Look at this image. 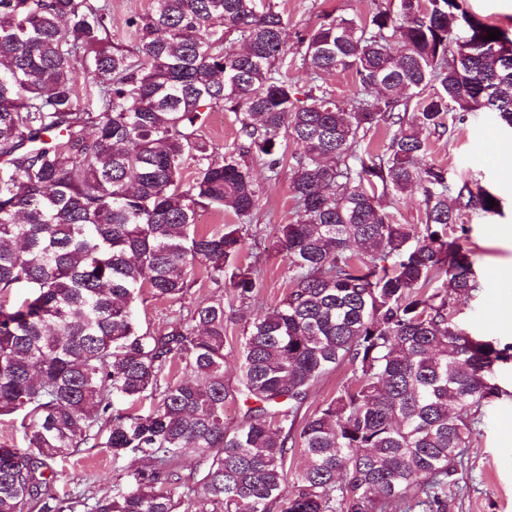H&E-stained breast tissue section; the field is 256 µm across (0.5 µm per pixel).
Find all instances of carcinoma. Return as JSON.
I'll return each mask as SVG.
<instances>
[{
  "label": "carcinoma",
  "instance_id": "cac0c4a2",
  "mask_svg": "<svg viewBox=\"0 0 512 512\" xmlns=\"http://www.w3.org/2000/svg\"><path fill=\"white\" fill-rule=\"evenodd\" d=\"M466 18L467 55L450 58ZM127 26L131 50L113 42L108 0H0V295L23 290L0 303V416L24 431L0 444V512H448L483 411L507 394L495 371L512 346L453 314L481 288L458 220L496 212L494 195L465 184L452 207L447 170L416 159L454 111L512 128V50L495 54L512 39H488L497 27L459 0H399L364 25L334 17L303 39L302 69L352 73L362 98L348 108L319 85L298 97L275 0H152ZM78 59L95 88L85 106ZM218 106L237 115L234 152L200 134ZM380 124L396 130L374 152L365 137ZM290 141V288L250 318L233 387L221 300L164 332L142 330L136 306L145 289L182 300L197 265L256 297L260 271L236 263L244 226L199 234L195 217H249L259 192L244 156L275 173ZM416 184L420 231L378 202ZM344 362L353 379L296 427L310 388ZM143 397L157 401L146 415ZM238 398L253 406L229 430ZM87 447L148 465L110 497L57 496L54 465Z\"/></svg>",
  "mask_w": 512,
  "mask_h": 512
}]
</instances>
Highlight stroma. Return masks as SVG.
I'll return each mask as SVG.
<instances>
[{
  "instance_id": "1",
  "label": "stroma",
  "mask_w": 512,
  "mask_h": 512,
  "mask_svg": "<svg viewBox=\"0 0 512 512\" xmlns=\"http://www.w3.org/2000/svg\"><path fill=\"white\" fill-rule=\"evenodd\" d=\"M287 24L288 74L300 78L302 36L319 26L325 15L356 22L369 20L377 8L397 7L398 0H277ZM451 134L430 135L428 149L417 160L418 167H444L448 172L449 197H456L464 183L479 184L499 200L497 213H464L467 234L464 248L473 252L475 270L484 286L476 295L454 305L456 319L471 335L512 343V323L498 325L493 304L496 296H512V280L498 289L488 288L491 271H512V176L504 173L500 157L512 151V129L502 126L490 112H457L453 115ZM259 202L246 220L227 210L199 213L197 232L203 233L220 224L243 223L248 236L240 263L256 266L263 286L255 300L240 302L231 286L216 287L202 269H195L191 287L179 302L170 303L145 298L137 306L142 328L166 329L177 318L188 315L203 301L223 299L227 315L225 334L232 347H239L249 318L257 310L278 304L289 290L288 261L278 245L282 225L295 223L299 208L290 188L291 162H283L277 172H270L263 161L247 156ZM382 207L399 224L422 226L425 203L422 189L404 195L388 194L380 199ZM498 384L506 395L488 406L482 434L469 450L466 483L449 512H512V363L496 372ZM129 465L128 459L113 458L103 448H85L60 463L54 486L56 490H80L93 498L108 495L120 484Z\"/></svg>"
}]
</instances>
